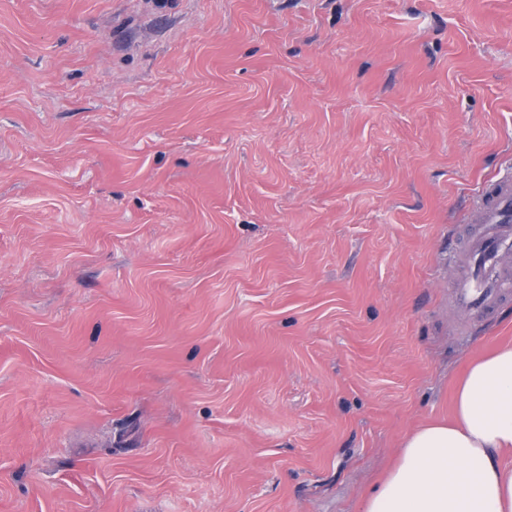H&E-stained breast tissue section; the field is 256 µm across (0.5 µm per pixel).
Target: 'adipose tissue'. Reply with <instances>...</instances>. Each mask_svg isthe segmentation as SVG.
Listing matches in <instances>:
<instances>
[{
  "label": "adipose tissue",
  "mask_w": 512,
  "mask_h": 512,
  "mask_svg": "<svg viewBox=\"0 0 512 512\" xmlns=\"http://www.w3.org/2000/svg\"><path fill=\"white\" fill-rule=\"evenodd\" d=\"M512 346L472 361L455 390L453 424L410 433L363 512H512Z\"/></svg>",
  "instance_id": "adipose-tissue-1"
}]
</instances>
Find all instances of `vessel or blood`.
Masks as SVG:
<instances>
[{
    "label": "vessel or blood",
    "mask_w": 512,
    "mask_h": 512,
    "mask_svg": "<svg viewBox=\"0 0 512 512\" xmlns=\"http://www.w3.org/2000/svg\"><path fill=\"white\" fill-rule=\"evenodd\" d=\"M478 223L456 253L452 303L475 319L512 305V174L490 181L471 201Z\"/></svg>",
    "instance_id": "vessel-or-blood-1"
}]
</instances>
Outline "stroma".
<instances>
[{"label": "stroma", "instance_id": "obj_1", "mask_svg": "<svg viewBox=\"0 0 512 512\" xmlns=\"http://www.w3.org/2000/svg\"><path fill=\"white\" fill-rule=\"evenodd\" d=\"M507 169L512 0H0V512H362Z\"/></svg>", "mask_w": 512, "mask_h": 512}]
</instances>
